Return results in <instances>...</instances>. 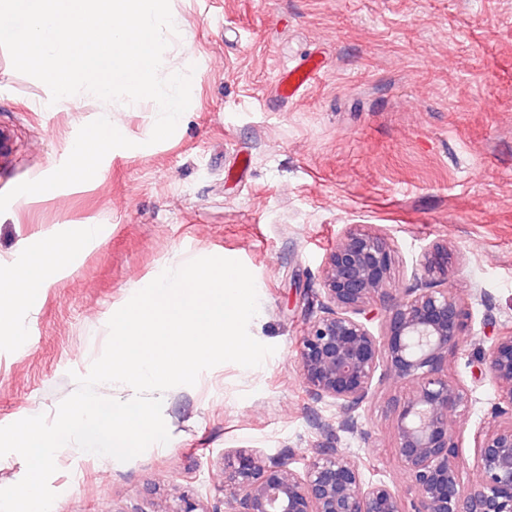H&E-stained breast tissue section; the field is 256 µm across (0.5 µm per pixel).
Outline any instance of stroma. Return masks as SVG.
<instances>
[{"label": "stroma", "mask_w": 512, "mask_h": 512, "mask_svg": "<svg viewBox=\"0 0 512 512\" xmlns=\"http://www.w3.org/2000/svg\"><path fill=\"white\" fill-rule=\"evenodd\" d=\"M186 27L164 70L192 69L191 104L171 138L149 144L142 106L114 113L134 141L110 151L95 179L0 213V266L80 224L103 228L18 313L24 339L0 335V425L43 414L101 355L107 323L138 282L207 256L242 262L261 311L249 324L276 351L256 368L224 363L164 392L170 440L122 463L63 448L49 479L51 512H164L179 495L222 512L224 457L239 449L303 470L336 427L364 477L406 493L391 405L406 388L377 372L359 428L306 391L297 343L320 313L329 251L356 229L383 236L389 288L413 287L424 251L447 244L449 284L471 300L472 329L449 376L469 408L457 416L460 476L476 479L473 434L496 401L479 368L489 337L512 331V0H171ZM322 59L320 78L286 101L276 76ZM50 103L0 48V194L49 175L78 130L106 112ZM321 427H314L312 417Z\"/></svg>", "instance_id": "1"}]
</instances>
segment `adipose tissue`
I'll return each mask as SVG.
<instances>
[{
	"instance_id": "adipose-tissue-1",
	"label": "adipose tissue",
	"mask_w": 512,
	"mask_h": 512,
	"mask_svg": "<svg viewBox=\"0 0 512 512\" xmlns=\"http://www.w3.org/2000/svg\"><path fill=\"white\" fill-rule=\"evenodd\" d=\"M97 239V227L82 224L70 235L51 237L37 244L36 249L43 257L39 265L23 263L22 282L9 278L0 279V330L9 331L11 320L8 309H21L32 305L40 289L46 288L69 264L79 248L92 245Z\"/></svg>"
}]
</instances>
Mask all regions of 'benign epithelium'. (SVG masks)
<instances>
[{"instance_id": "obj_1", "label": "benign epithelium", "mask_w": 512, "mask_h": 512, "mask_svg": "<svg viewBox=\"0 0 512 512\" xmlns=\"http://www.w3.org/2000/svg\"><path fill=\"white\" fill-rule=\"evenodd\" d=\"M392 250L384 238L351 232L329 253L323 271L321 315L298 342L301 376L317 402L336 406L340 427L358 430L357 411L379 368L408 386L393 401L395 451L413 497L364 479L362 463L335 439L312 449L304 472L285 458L238 450L224 456L225 512H512V332L494 337L482 359L494 384L493 423L474 435L477 480L459 477L461 437L449 415L467 407L460 384L448 379V359L471 330L468 306L448 281V246L422 255L415 286L400 295L387 288ZM382 303L384 333L369 323Z\"/></svg>"}]
</instances>
